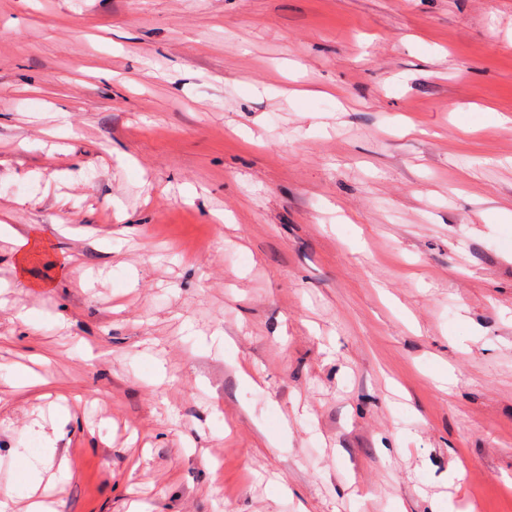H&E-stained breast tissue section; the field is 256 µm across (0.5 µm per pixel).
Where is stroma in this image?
<instances>
[{
  "label": "stroma",
  "instance_id": "1",
  "mask_svg": "<svg viewBox=\"0 0 512 512\" xmlns=\"http://www.w3.org/2000/svg\"><path fill=\"white\" fill-rule=\"evenodd\" d=\"M1 212L13 512H512V0H0ZM16 478L19 482L30 485L37 466L30 460L26 448H15L13 453Z\"/></svg>",
  "mask_w": 512,
  "mask_h": 512
}]
</instances>
